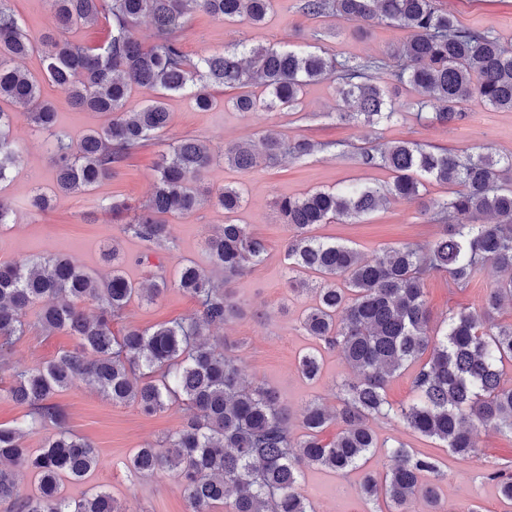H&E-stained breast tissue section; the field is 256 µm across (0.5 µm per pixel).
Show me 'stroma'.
I'll return each mask as SVG.
<instances>
[{
	"mask_svg": "<svg viewBox=\"0 0 512 512\" xmlns=\"http://www.w3.org/2000/svg\"><path fill=\"white\" fill-rule=\"evenodd\" d=\"M300 4L301 0H276L273 13L259 29L245 21L224 23L196 12L185 32L183 51L195 60L223 51L240 39L252 38L293 49L322 51L339 60L360 59L381 56L407 36L406 31L389 25L361 29L344 20L333 24L324 18H309L302 14ZM437 4L453 14L460 27L490 29L503 42L512 44V0H437ZM332 24L338 28L337 35H326V28ZM41 91L56 106L58 130L77 137L101 125L97 113L72 108L51 83H43ZM222 97L221 104L201 111L188 97L168 94L165 103L170 124L161 139L142 148L111 180L86 194L56 196L51 209L43 213L33 211L28 201L34 189L46 191L52 187L51 155L44 134L35 131L25 119H18L14 136L23 148L25 163L8 181L0 183V196L11 199L14 206L8 225L0 228V262L30 255L72 254L91 273L106 277L112 266L103 262L101 255L115 245L126 257L124 274L143 284L158 274L173 275L177 262L194 264L214 281L229 282L243 307L241 317L210 328L207 337L212 341H232L231 354L247 379L277 390L296 412L315 399L336 406L338 384L353 376L336 351H324L325 370L319 380L305 381L297 371L299 356L313 345L299 328V318L311 297L292 291L287 284L283 245L289 230L280 222L276 200L355 182L389 181L387 170L361 167L355 159L357 148L377 143L409 140L469 153L487 146L512 153V112L476 106L456 125L420 120L408 109L411 96L402 89L396 100L405 109L398 120L371 127L337 119L341 103L330 81L306 86L299 106L289 112H241L232 107L231 92H223ZM266 132L290 142L309 139L321 143L322 148L308 157H289L276 166L253 171H241L224 163L221 155L226 146ZM186 136L208 141L217 156L200 182L201 191L213 192L227 185L242 189L245 204L236 220L248 225L267 246V257L261 265L229 281L212 266L205 248L206 238L224 223L223 209L213 203H205L192 214L169 218L168 243L154 249L145 264L136 261L144 250L143 244L123 234L118 222L105 210L115 196L146 200L153 190L155 162L171 144ZM436 232V225L429 222L418 202L403 199L391 201L360 222L322 224L317 229L318 235L346 242L367 259L375 258L387 246L425 244ZM495 279V272L489 268L465 288L449 285L447 276L442 274L428 278L425 296L434 320H441L451 309L479 307ZM198 309L188 294L172 288L151 302L133 300L112 328L117 331L128 326L185 321ZM73 345L71 336L60 332L48 335L34 327L13 345L6 359L11 369L34 368ZM56 400L67 414L71 431L91 441L101 454L100 466L88 479L64 483L65 494L79 496L105 489L116 498L121 512H189L183 489L171 474L160 472L134 482L125 468L137 448L156 443L181 425L184 413L179 407L146 416L132 404L112 405L82 383L61 392ZM372 426L380 440L401 441L439 461L446 473L440 484L445 512H469L474 506L480 512H512L502 503L494 482L486 477L495 465L512 467V433L479 428L475 455L461 458L440 442L414 433L401 423L377 419ZM359 479L356 472L339 477L311 468L305 470L299 491L310 500L315 512H386L385 502L368 503L359 497Z\"/></svg>",
	"mask_w": 512,
	"mask_h": 512,
	"instance_id": "35a3bbf8",
	"label": "stroma"
}]
</instances>
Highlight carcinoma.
Listing matches in <instances>:
<instances>
[{
    "label": "carcinoma",
    "mask_w": 512,
    "mask_h": 512,
    "mask_svg": "<svg viewBox=\"0 0 512 512\" xmlns=\"http://www.w3.org/2000/svg\"><path fill=\"white\" fill-rule=\"evenodd\" d=\"M0 0V182L24 162L12 137L17 116H24L50 138L56 194H83L116 176L130 156L160 137L170 123L164 99L189 94L196 106H213L212 88L242 89L257 83L268 98L241 93L233 105L244 112L293 110L304 86L330 80L347 110L342 120L367 125L392 123L400 113L388 104L374 73L390 69L396 84L410 89L409 107L419 119L435 110L448 124L465 120L473 106L512 111V44L491 30L465 29L434 0H302L300 10L312 18H341L367 26L385 23L408 31L385 60H344L306 50L285 49L243 39L192 61L182 50L190 16L202 10L219 21L245 18L261 26L272 0H48L54 31L34 37ZM143 19L151 21L153 41L136 36ZM103 22L107 40L89 45L69 38L80 27ZM42 71L35 75L18 64L35 49ZM51 82L79 108L98 113L103 125L73 140L56 128L54 105L41 93ZM133 86L157 91L138 112L125 111ZM318 144L288 143L265 135L260 148L241 141L224 149V162L241 170L275 164L291 156L313 154ZM209 144L184 138L157 164L153 193L145 203L114 197L112 217L121 231L149 250L168 239L164 217L194 212L203 202L197 188L214 161ZM364 168H383L390 180L314 190L278 202L290 235L284 248L288 286L311 293L314 303L301 315L303 334L335 350L356 373L342 384L340 404L331 412L313 400L294 414L272 388L246 383L227 343L200 340L212 325L242 313L227 282L263 263L264 241L230 215L243 204L240 189L226 186L214 196L229 219L205 240L212 264L224 272L215 283L205 271L180 263L174 278L144 287L128 280L117 247L104 254L112 276L96 278L67 255L26 257L0 264V357L25 335L33 311L48 335L63 331L75 345L31 370L14 373L8 397L24 409L21 420L0 425V504L9 512H119L112 495L70 497L63 482H81L94 472L100 452L92 442L73 435L55 396L85 381L114 405L134 404L152 416L173 405L188 411L181 426L161 447L137 449L126 462L134 477L166 471L176 476L190 512H212L221 503L227 512H315L298 491L304 469L320 467L336 474L361 471V495L383 498L390 512H406L416 496L428 512H442L439 461L399 442L380 441L372 427L377 418L394 419L420 435L438 440L449 451L468 457L474 432L489 426L512 433V383L504 381L512 366V323L496 315L512 306V156L489 147L476 154L430 149L413 141H394L362 149ZM448 185L449 195L423 212L431 214L438 234L424 245L388 247L366 260L354 248L313 234L321 224L357 223L392 199L418 200L425 183ZM502 274L478 310H451L441 324L432 317L424 281L444 274L464 288L484 268ZM179 288L199 303L188 322L127 327L121 335L112 323L135 297L151 302L167 288ZM95 304L88 317L82 305ZM411 400L397 407L385 398L388 382L412 364ZM300 376L313 381L322 371L314 349L298 358ZM341 425L333 438L324 431ZM303 434L293 437L292 426ZM47 432L38 448L28 439ZM384 449L383 473L365 470L377 449ZM36 478L33 492L19 491V477ZM433 477L425 483L423 478ZM502 498L512 502V471L487 474Z\"/></svg>",
    "instance_id": "cac0c4a2"
}]
</instances>
